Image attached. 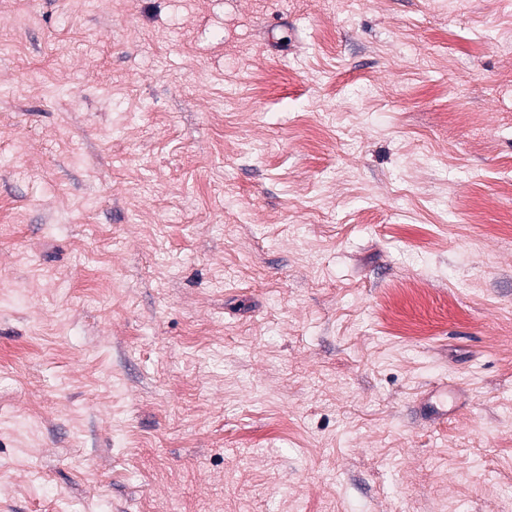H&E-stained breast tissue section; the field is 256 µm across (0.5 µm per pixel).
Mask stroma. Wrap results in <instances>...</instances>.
<instances>
[{
    "mask_svg": "<svg viewBox=\"0 0 512 512\" xmlns=\"http://www.w3.org/2000/svg\"><path fill=\"white\" fill-rule=\"evenodd\" d=\"M0 512H512V0H0Z\"/></svg>",
    "mask_w": 512,
    "mask_h": 512,
    "instance_id": "stroma-1",
    "label": "stroma"
}]
</instances>
